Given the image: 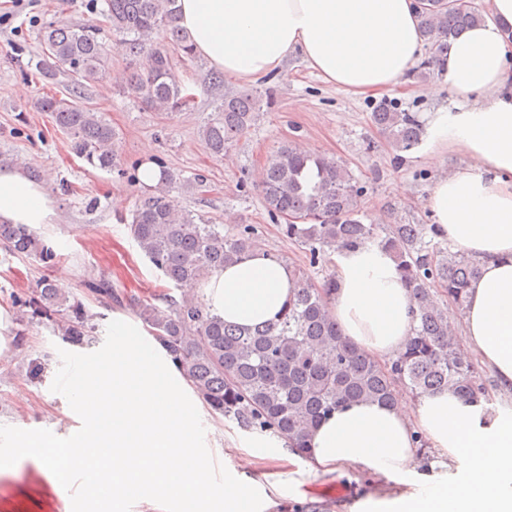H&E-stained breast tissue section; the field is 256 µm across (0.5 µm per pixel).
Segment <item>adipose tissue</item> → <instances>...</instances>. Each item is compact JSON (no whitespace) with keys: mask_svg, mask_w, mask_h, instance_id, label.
Listing matches in <instances>:
<instances>
[{"mask_svg":"<svg viewBox=\"0 0 512 512\" xmlns=\"http://www.w3.org/2000/svg\"><path fill=\"white\" fill-rule=\"evenodd\" d=\"M490 16L453 44L444 74L453 109L427 113L429 158L447 149L471 164L438 177L428 206L440 238L480 263L467 289L463 334L469 348L512 390V0H490ZM179 23L195 52L224 74L250 82L279 75L301 56L324 81L358 94L399 84L421 38L415 0H178ZM41 181L0 165V222L51 223ZM329 300L342 335L366 354L401 352L413 329V302L391 254L369 243L336 253ZM207 305L242 327L278 321L295 295L287 264L265 254L215 270L203 284ZM63 389L81 426L68 438L36 435L59 479L88 477L93 512H124L127 502L158 499L175 512H288L296 466L289 441L247 440L251 471L224 456V481L211 478L210 425L201 402L157 340L122 315L112 345L85 359ZM434 453L422 464L419 441ZM314 475L370 478L347 512H512V416L492 403H464L448 390L385 406L352 403L306 438ZM463 479L449 484L445 467Z\"/></svg>","mask_w":512,"mask_h":512,"instance_id":"ef3b65f1","label":"adipose tissue"}]
</instances>
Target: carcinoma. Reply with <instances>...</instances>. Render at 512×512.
<instances>
[{"instance_id": "1", "label": "carcinoma", "mask_w": 512, "mask_h": 512, "mask_svg": "<svg viewBox=\"0 0 512 512\" xmlns=\"http://www.w3.org/2000/svg\"><path fill=\"white\" fill-rule=\"evenodd\" d=\"M176 3L105 0L97 23L44 27L36 67L44 81L63 86L66 95H46L36 107L50 114L76 156L89 165L113 169L119 157L118 133L103 113L84 103L87 85L101 81L108 70L106 36L123 37L130 57L146 59L127 74L142 105L166 113L193 105V95L175 80L167 50L170 45L195 57L178 25ZM416 11L427 55L414 72L426 80L444 74L453 41L484 17L472 0H417ZM261 102L252 93H224L216 115L202 128L206 148L224 155L254 124ZM372 118L397 152L414 149L424 134L417 113L387 100ZM175 183L166 171L156 187L142 193L129 229L146 257L183 294L178 300L168 294L158 298L163 308L140 300L132 311L212 413L282 436L304 454L314 426L357 401L390 406L394 392L404 388L419 399L447 388L471 404L488 394L486 379L451 318L452 310H464L467 288L480 267L439 238L438 225L404 224L398 217L388 224L365 223L359 180L333 157L288 143L266 159L263 202L271 218L295 219L281 230L309 249L310 265H325L331 254L367 243L394 257L414 303V326L404 350L381 362L358 351L336 327L328 302L336 288L333 274L317 284L303 270H293L295 299L275 323L240 327L212 313L196 285L224 265L252 257L263 244L252 224L226 228L178 209ZM0 248L44 264L57 260L26 224H0ZM22 305L29 319L46 318L71 342H86L90 315L81 303L60 296L51 280L39 281Z\"/></svg>"}]
</instances>
